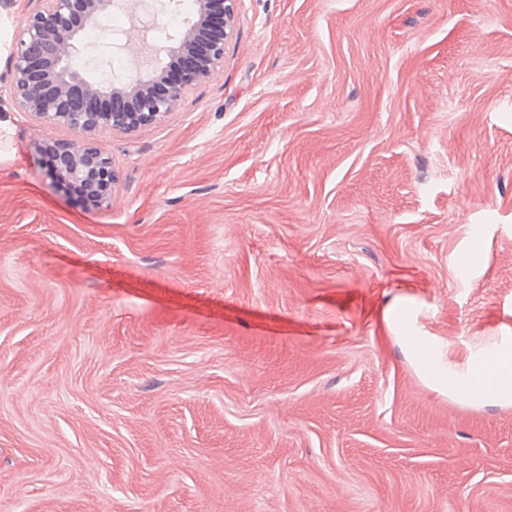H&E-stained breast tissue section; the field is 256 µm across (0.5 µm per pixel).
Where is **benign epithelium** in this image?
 <instances>
[{"instance_id":"benign-epithelium-1","label":"benign epithelium","mask_w":512,"mask_h":512,"mask_svg":"<svg viewBox=\"0 0 512 512\" xmlns=\"http://www.w3.org/2000/svg\"><path fill=\"white\" fill-rule=\"evenodd\" d=\"M208 0H196L194 19L169 36L170 46L160 47L167 61L147 76L126 83L102 85L88 80L73 60L83 46V31L89 25L124 10L130 0H43V6L28 13L15 36L9 54L8 97L12 105L49 125L66 126L83 134L87 143L53 144L58 165L47 172L55 186L81 183L102 206L112 198L117 175L112 157L96 144L108 132L130 133L163 120L175 111L193 86L213 79L224 66V45L234 31L237 0H224L221 31L207 52L194 57L197 32L207 15ZM194 63L168 83L162 95L148 87L184 59ZM124 95L133 99L129 108H98L90 102Z\"/></svg>"}]
</instances>
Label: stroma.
Segmentation results:
<instances>
[{"label": "stroma", "mask_w": 512, "mask_h": 512, "mask_svg": "<svg viewBox=\"0 0 512 512\" xmlns=\"http://www.w3.org/2000/svg\"><path fill=\"white\" fill-rule=\"evenodd\" d=\"M0 120V512H512L401 340L512 342V0H238L99 208Z\"/></svg>", "instance_id": "1"}]
</instances>
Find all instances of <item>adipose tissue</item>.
Here are the masks:
<instances>
[{
  "label": "adipose tissue",
  "mask_w": 512,
  "mask_h": 512,
  "mask_svg": "<svg viewBox=\"0 0 512 512\" xmlns=\"http://www.w3.org/2000/svg\"><path fill=\"white\" fill-rule=\"evenodd\" d=\"M405 343L436 389L477 406L512 404V345L479 350L467 369L460 370L442 363L416 337H406Z\"/></svg>",
  "instance_id": "obj_1"
}]
</instances>
